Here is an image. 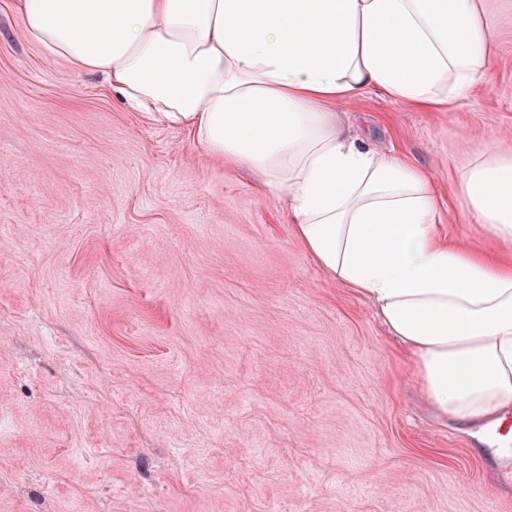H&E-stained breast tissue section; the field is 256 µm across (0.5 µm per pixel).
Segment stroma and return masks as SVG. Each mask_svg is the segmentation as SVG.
<instances>
[{
    "label": "stroma",
    "instance_id": "1",
    "mask_svg": "<svg viewBox=\"0 0 512 512\" xmlns=\"http://www.w3.org/2000/svg\"><path fill=\"white\" fill-rule=\"evenodd\" d=\"M0 0V512H512L371 303L182 126L130 108ZM355 137L432 175L439 231L512 263L456 178L512 145V23L448 110L365 91Z\"/></svg>",
    "mask_w": 512,
    "mask_h": 512
}]
</instances>
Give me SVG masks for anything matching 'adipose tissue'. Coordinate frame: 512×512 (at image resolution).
Instances as JSON below:
<instances>
[{"label":"adipose tissue","instance_id":"ef3b65f1","mask_svg":"<svg viewBox=\"0 0 512 512\" xmlns=\"http://www.w3.org/2000/svg\"><path fill=\"white\" fill-rule=\"evenodd\" d=\"M28 39L106 76L249 174L336 283L369 300L448 419L512 453V265L449 244L431 175L354 138L338 105L373 90L449 107L487 81L485 0H16ZM462 205L512 242V149L491 139Z\"/></svg>","mask_w":512,"mask_h":512}]
</instances>
